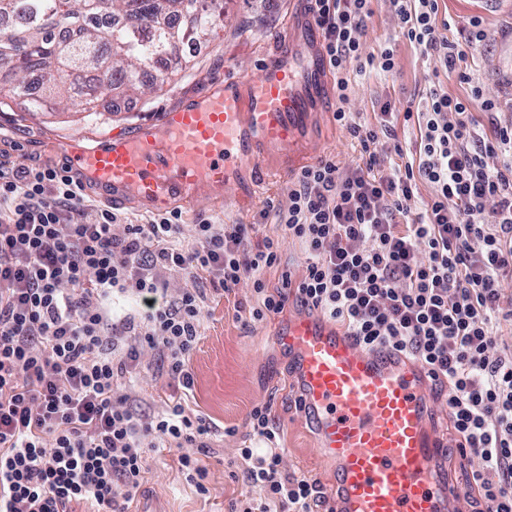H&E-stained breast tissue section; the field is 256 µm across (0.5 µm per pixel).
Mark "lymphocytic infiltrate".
Wrapping results in <instances>:
<instances>
[{"label":"lymphocytic infiltrate","mask_w":512,"mask_h":512,"mask_svg":"<svg viewBox=\"0 0 512 512\" xmlns=\"http://www.w3.org/2000/svg\"><path fill=\"white\" fill-rule=\"evenodd\" d=\"M308 2L321 67L333 78V118L359 162L302 166L261 244H250L249 225L207 218L185 241L176 209L126 224L114 210L91 208L67 164L10 170L0 160V512H128L161 442L182 448V472L205 491L207 471L188 448L205 447L210 426L179 401L145 418L120 392L147 350L192 389L202 273L227 290L249 283L250 319L291 302L365 349L428 367L458 451L478 460L466 488L474 512H512V342L499 333L512 325V124H497L494 101L480 120L433 84L417 109L387 105L375 123L357 122L345 108L352 77L394 68L391 48L363 51L373 0ZM389 3L402 35L446 72L485 39L476 26L465 42L449 40L438 0ZM401 125L415 129L414 142L399 138ZM423 181L432 187L425 202ZM286 239L306 262L297 275L281 269L272 290L265 274L281 268ZM171 274L185 282L172 298ZM116 292L145 303L142 320L113 323ZM238 456L247 492L230 512L327 507L320 482L286 472L278 449Z\"/></svg>","instance_id":"f902f5d3"}]
</instances>
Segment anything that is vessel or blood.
Wrapping results in <instances>:
<instances>
[{
    "label": "vessel or blood",
    "mask_w": 512,
    "mask_h": 512,
    "mask_svg": "<svg viewBox=\"0 0 512 512\" xmlns=\"http://www.w3.org/2000/svg\"><path fill=\"white\" fill-rule=\"evenodd\" d=\"M299 37L288 23L257 77L225 78L105 146L69 143L68 166L116 203L164 208L193 201L203 187L259 200L266 181L305 157L302 132L314 110L333 108L318 46L300 61ZM281 341L334 467L335 512H459L462 492L435 476L444 445L428 426L430 380L420 362L367 351L315 315L291 318Z\"/></svg>",
    "instance_id": "vessel-or-blood-1"
}]
</instances>
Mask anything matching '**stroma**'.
<instances>
[{
    "label": "stroma",
    "instance_id": "stroma-1",
    "mask_svg": "<svg viewBox=\"0 0 512 512\" xmlns=\"http://www.w3.org/2000/svg\"><path fill=\"white\" fill-rule=\"evenodd\" d=\"M304 0H224V28L207 45L192 51V67L175 76L159 94L113 107L104 102L99 114L83 112L28 111L24 99L9 100L0 108V138L11 142L9 165L19 169L32 165H56L62 149L76 141L86 147L104 144L115 132H129L140 123L183 99L203 94L224 78L257 76L261 54L272 46L288 19L305 21ZM373 16L362 34L368 52L389 47L394 51L391 73L378 77H358L349 96L348 108L360 121H373L384 102L404 110L409 101L419 99L430 82H437L449 97L464 100L470 111L480 113L485 100L498 106L501 124L512 122V0H440L439 19L448 23V38L463 40L472 21H481L487 37L474 46L461 70L479 79L482 96H472L470 87L457 74L436 72L435 62L426 61L418 48L399 31L388 0H374ZM312 132L317 139L315 158L330 157L343 165L357 161L346 131L334 121L332 113L313 117ZM269 202L239 208L199 196L182 207L185 226L209 217L226 224H252V242H261L273 229V217H262L267 203L285 202L283 188L269 194ZM207 294L201 339L193 351L190 369L192 390H184L165 374L157 353L148 351L141 358V374L127 388L131 404L142 414L154 416L173 401H181L187 412L202 417L214 429L209 447L194 449V456L207 468L206 493L197 492L179 468L180 451L175 447L154 449L149 470L136 494V501L152 499L162 512H229L245 487L232 473L231 459L238 449L259 447L251 437L248 415L254 406L271 407L276 437L274 447L283 449L288 471L317 478L328 484L332 467L319 451L315 430L296 405L297 394L290 382V354L276 338L288 325L293 305L283 313L261 321L237 319V311H248L255 304L250 286L241 284L231 291L213 289L209 281L199 283Z\"/></svg>",
    "mask_w": 512,
    "mask_h": 512
}]
</instances>
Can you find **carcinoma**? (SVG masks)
Masks as SVG:
<instances>
[{"label":"carcinoma","mask_w":512,"mask_h":512,"mask_svg":"<svg viewBox=\"0 0 512 512\" xmlns=\"http://www.w3.org/2000/svg\"><path fill=\"white\" fill-rule=\"evenodd\" d=\"M222 27L224 0H0V104L23 95L31 112H96L104 98L156 94L178 46Z\"/></svg>","instance_id":"obj_1"}]
</instances>
